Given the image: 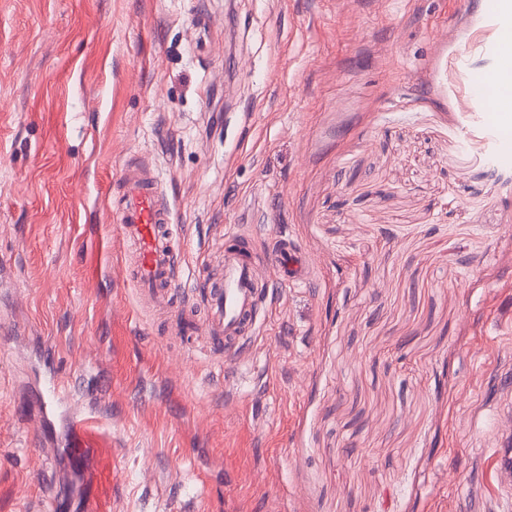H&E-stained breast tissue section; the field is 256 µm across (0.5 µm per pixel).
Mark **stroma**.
Wrapping results in <instances>:
<instances>
[{"instance_id": "stroma-1", "label": "stroma", "mask_w": 512, "mask_h": 512, "mask_svg": "<svg viewBox=\"0 0 512 512\" xmlns=\"http://www.w3.org/2000/svg\"><path fill=\"white\" fill-rule=\"evenodd\" d=\"M485 2L0 0V512H499L512 117L459 106L502 63ZM138 160L181 252L165 310L110 228ZM229 225L313 266L233 360L197 310ZM98 420V413L93 411L80 413L71 420L70 434L74 443L73 448H65V452L74 462L83 463L89 457L92 448H86L82 439L91 432Z\"/></svg>"}]
</instances>
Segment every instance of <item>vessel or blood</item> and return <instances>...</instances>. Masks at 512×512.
Returning <instances> with one entry per match:
<instances>
[{"label":"vessel or blood","mask_w":512,"mask_h":512,"mask_svg":"<svg viewBox=\"0 0 512 512\" xmlns=\"http://www.w3.org/2000/svg\"><path fill=\"white\" fill-rule=\"evenodd\" d=\"M121 203L112 212L118 234L131 253L128 277L159 301L169 298L181 255L172 241V209L147 170H126L121 177ZM253 238L235 228L224 232V274L215 286L202 289L211 343L227 353H238L244 340L258 334L259 314L268 290L255 273ZM269 265L284 283L302 284L309 279L310 265L300 244L290 235H279L267 252ZM99 416L89 411L72 419V448L67 454L77 463L90 455L83 439ZM497 474L504 507H512V433L503 432L496 450Z\"/></svg>","instance_id":"obj_1"}]
</instances>
